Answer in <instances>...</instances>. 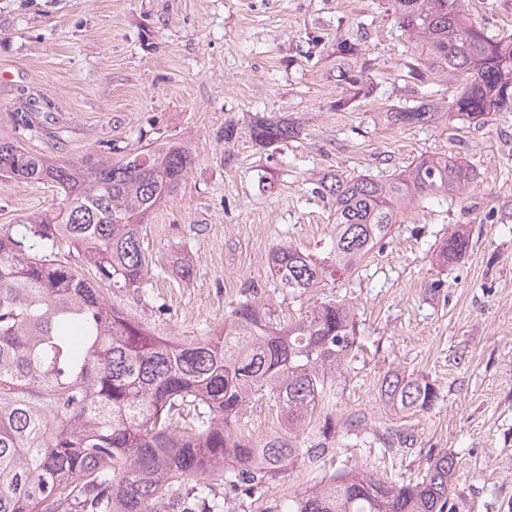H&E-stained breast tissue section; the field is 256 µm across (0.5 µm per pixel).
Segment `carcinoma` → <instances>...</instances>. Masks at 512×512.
<instances>
[{"instance_id": "carcinoma-1", "label": "carcinoma", "mask_w": 512, "mask_h": 512, "mask_svg": "<svg viewBox=\"0 0 512 512\" xmlns=\"http://www.w3.org/2000/svg\"><path fill=\"white\" fill-rule=\"evenodd\" d=\"M398 28L421 53L407 64L462 78L450 102H413L378 113L387 128L458 122L481 126L512 112V33L490 36L463 0H390ZM372 63L336 43V78L367 86ZM294 125L260 118L262 147L299 138ZM195 159L184 141L113 145L79 161L29 152L0 133V177L48 182L62 206L0 226V512H224L248 500L259 512H455L456 461L437 457L416 482L373 469L334 468L336 423L304 436L334 393L336 373L356 356L354 306L327 299L295 318L272 321L246 298L209 336H160L114 306L102 286L152 283L143 246L148 216L181 189ZM476 173L456 156H421L386 181L331 174L322 196L334 207L331 233L313 251L293 243L271 250L279 288L299 298L353 275L384 245L398 217L439 195L463 197ZM65 241L95 269L91 281L56 252ZM465 233L441 242L436 258L458 263ZM268 398L279 431L259 440L237 430L246 402ZM380 399L397 415L431 411L438 389L419 377L384 376ZM372 427L348 416L341 428ZM386 450L407 445L395 423L377 433ZM301 463L315 485L264 505L288 467Z\"/></svg>"}]
</instances>
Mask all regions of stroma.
Wrapping results in <instances>:
<instances>
[{
    "mask_svg": "<svg viewBox=\"0 0 512 512\" xmlns=\"http://www.w3.org/2000/svg\"><path fill=\"white\" fill-rule=\"evenodd\" d=\"M489 34L512 33V0H465ZM357 43L380 82L351 94L337 82V38ZM412 51L386 0H0V129L36 155L80 160L110 144L187 139L197 151L184 184L144 224L156 267L150 288L108 296L163 336H207L236 302L280 319L300 305L346 299L363 348L333 383L335 418L391 414L384 375L433 383L430 412L405 421L411 448L384 455L372 437H337V463L415 479L453 454L456 512H512V112L483 126L388 130L377 113L411 99L453 98V78L404 77ZM353 95L348 109L337 99ZM301 128L278 149L251 140L256 117ZM454 153L477 174L466 199L424 201L350 278L293 300L270 250L328 235L327 173L387 178L419 157ZM50 183L0 179V225L57 210ZM456 229L464 261L439 268ZM194 265L191 280L176 273Z\"/></svg>",
    "mask_w": 512,
    "mask_h": 512,
    "instance_id": "obj_1",
    "label": "stroma"
}]
</instances>
